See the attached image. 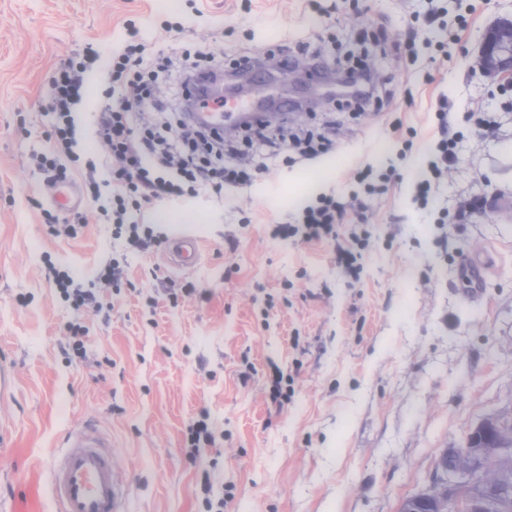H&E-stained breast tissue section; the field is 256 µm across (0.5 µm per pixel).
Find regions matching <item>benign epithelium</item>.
<instances>
[{
	"mask_svg": "<svg viewBox=\"0 0 512 512\" xmlns=\"http://www.w3.org/2000/svg\"><path fill=\"white\" fill-rule=\"evenodd\" d=\"M479 76L500 84H512V17H500L489 25L482 37L474 63ZM502 452L500 448H475L471 435L454 449L459 461L438 471L433 478L434 492L445 512H460L464 494L483 481L484 468L476 462Z\"/></svg>",
	"mask_w": 512,
	"mask_h": 512,
	"instance_id": "1",
	"label": "benign epithelium"
}]
</instances>
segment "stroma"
Wrapping results in <instances>:
<instances>
[{"mask_svg": "<svg viewBox=\"0 0 512 512\" xmlns=\"http://www.w3.org/2000/svg\"><path fill=\"white\" fill-rule=\"evenodd\" d=\"M0 0V512H52V466L69 431L92 426L112 445L129 512H399L439 456L481 418L512 410V88L474 73L485 29L512 0ZM467 27H460V15ZM156 48L216 41L226 66L323 36L324 69L368 59L382 75L362 112L306 72L272 70L264 93L298 109L287 130L332 135V151L256 174L217 199L169 214L194 235L196 270L163 250L127 254L120 288L100 310L74 311L51 268L88 283L119 245L82 205L59 213L76 237L49 234V193L34 161L51 144L50 75L86 44L118 47L126 21ZM415 31L393 55L353 30ZM447 101L460 124L490 112L493 130L458 145L428 205L415 198ZM395 170L363 195L335 239L285 242L272 231L305 197L347 201L356 172ZM480 198L464 224L444 212ZM368 242L357 275L337 247ZM491 255L477 300L462 262ZM197 291L169 295L162 279ZM81 328L75 351L70 326ZM291 376L274 403V371ZM208 415L215 442L188 437Z\"/></svg>", "mask_w": 512, "mask_h": 512, "instance_id": "stroma-1", "label": "stroma"}]
</instances>
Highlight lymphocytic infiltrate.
<instances>
[{"instance_id": "obj_1", "label": "lymphocytic infiltrate", "mask_w": 512, "mask_h": 512, "mask_svg": "<svg viewBox=\"0 0 512 512\" xmlns=\"http://www.w3.org/2000/svg\"><path fill=\"white\" fill-rule=\"evenodd\" d=\"M224 59L215 49L172 45L158 50L143 40L125 44L101 56L94 45L60 63L52 77L55 117L50 147L37 157L48 184L64 181L68 169L85 168V194L96 219L111 222L112 236L126 246L148 251L167 238L158 224L157 204L185 205L209 191L223 196L225 189L252 182L248 166L228 160L217 126L195 115L208 102L223 103L217 83ZM105 73L109 83L81 126L76 112L84 103L90 81ZM151 105L161 121L138 122L142 106ZM438 136L430 148L426 170L415 183L416 195L428 201L455 157L463 131L438 111ZM347 208L335 196L322 194L298 208L292 223L277 225L276 238L307 243L332 238ZM119 260L101 266L94 285L76 284L65 271L53 279L78 310L100 306L97 285L119 287Z\"/></svg>"}]
</instances>
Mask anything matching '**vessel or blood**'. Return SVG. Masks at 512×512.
Instances as JSON below:
<instances>
[{
    "instance_id": "b4317fda",
    "label": "vessel or blood",
    "mask_w": 512,
    "mask_h": 512,
    "mask_svg": "<svg viewBox=\"0 0 512 512\" xmlns=\"http://www.w3.org/2000/svg\"><path fill=\"white\" fill-rule=\"evenodd\" d=\"M51 202L60 212L76 209L80 204L77 185L68 182L54 187ZM167 255L172 266L193 270L201 259L199 241L190 235L173 236ZM489 264L485 253L465 259L464 266L473 283L468 292L470 299H477ZM65 446L53 472L55 512H127L125 491L108 450V440L86 426L71 431Z\"/></svg>"
}]
</instances>
